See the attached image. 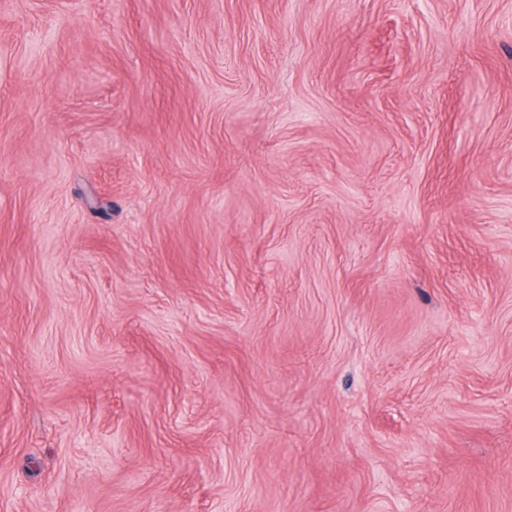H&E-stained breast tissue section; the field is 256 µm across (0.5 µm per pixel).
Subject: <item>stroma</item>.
Instances as JSON below:
<instances>
[{
  "label": "stroma",
  "mask_w": 512,
  "mask_h": 512,
  "mask_svg": "<svg viewBox=\"0 0 512 512\" xmlns=\"http://www.w3.org/2000/svg\"><path fill=\"white\" fill-rule=\"evenodd\" d=\"M0 512H512V0H0Z\"/></svg>",
  "instance_id": "stroma-1"
}]
</instances>
